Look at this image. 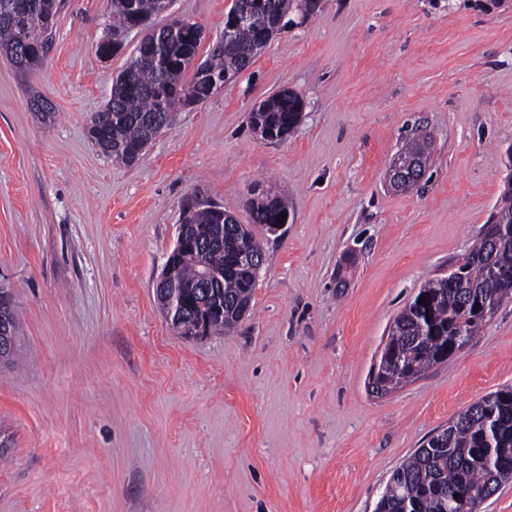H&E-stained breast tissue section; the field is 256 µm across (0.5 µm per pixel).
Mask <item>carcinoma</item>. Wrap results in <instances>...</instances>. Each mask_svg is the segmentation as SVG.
<instances>
[{
	"label": "carcinoma",
	"mask_w": 512,
	"mask_h": 512,
	"mask_svg": "<svg viewBox=\"0 0 512 512\" xmlns=\"http://www.w3.org/2000/svg\"><path fill=\"white\" fill-rule=\"evenodd\" d=\"M35 4L28 16L12 24L0 20V49L22 42L48 46L50 31L43 18L57 16L58 0H30ZM248 7L251 22L231 31L223 44L209 45L203 62L208 76L226 82L247 69L257 56V37L274 21L291 13L303 18L319 8V0H238ZM112 25L107 34L121 35L135 20L152 28L162 16V0H110ZM201 42L183 48L181 34L170 40L171 62L163 65L158 47L146 35L127 59L112 85L105 107L94 113L88 137L95 147L116 162L136 163L141 146L173 120L174 95L185 103L208 99V82L201 78L193 58ZM301 96L288 88L273 94L251 113L252 128L272 135L288 136L301 116ZM428 149L427 137H419L401 148L398 157L410 164L401 181L418 182L425 169L418 160ZM288 203L277 195L262 197L248 206L250 223L242 224L226 213L222 216L191 205L186 219L189 235L202 243L201 251L177 263L172 277L178 296L189 301L173 330L182 335L200 318L224 310V333L241 320L240 310L249 309L257 274L253 231L278 224ZM467 273L446 281H427L395 317L390 329L392 360L379 378L380 390L399 387L403 379H418L430 369L449 363L443 359L448 337L461 335L471 342L485 325L472 313L476 300L497 303L512 297V151L509 174L500 204L480 238L461 258ZM219 280V294L202 290V268ZM425 302H419V298ZM512 479V386L505 385L467 406L448 427L431 436L393 473L377 512H455L454 495L480 498L490 487Z\"/></svg>",
	"instance_id": "1"
}]
</instances>
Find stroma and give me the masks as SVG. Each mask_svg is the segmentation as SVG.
<instances>
[{"mask_svg": "<svg viewBox=\"0 0 512 512\" xmlns=\"http://www.w3.org/2000/svg\"><path fill=\"white\" fill-rule=\"evenodd\" d=\"M231 6L173 11L212 42ZM108 12L61 0L44 66L0 55V290L19 315L0 512H374L424 440L512 385V299L450 364L368 384L397 313L472 248L511 173L512 0H321L131 166L87 137L140 40L102 61ZM283 87L301 121L261 140L250 114ZM419 133L425 174L394 191ZM268 191L288 221L263 237L249 311L176 335L156 285L187 200L245 224Z\"/></svg>", "mask_w": 512, "mask_h": 512, "instance_id": "35a3bbf8", "label": "stroma"}]
</instances>
